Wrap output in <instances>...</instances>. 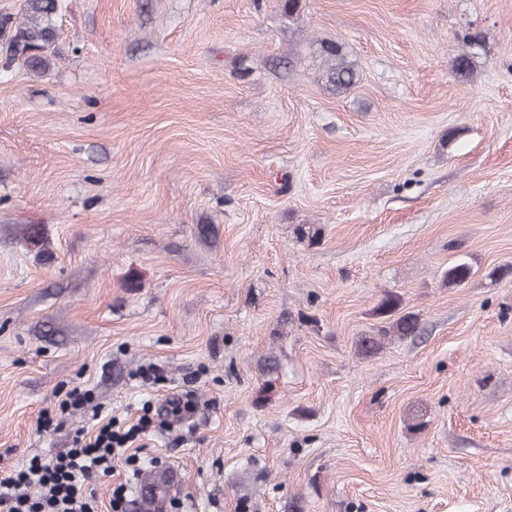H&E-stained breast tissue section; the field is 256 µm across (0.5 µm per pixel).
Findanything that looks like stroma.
<instances>
[{
    "instance_id": "stroma-1",
    "label": "stroma",
    "mask_w": 512,
    "mask_h": 512,
    "mask_svg": "<svg viewBox=\"0 0 512 512\" xmlns=\"http://www.w3.org/2000/svg\"><path fill=\"white\" fill-rule=\"evenodd\" d=\"M285 2L61 0L40 71L0 37V473L92 426L36 428L73 386L190 391L139 471L179 512H512V0ZM388 293L423 332L360 355ZM327 57L330 59L326 67V77L336 90L346 92L357 80V74L336 43H329L325 47Z\"/></svg>"
}]
</instances>
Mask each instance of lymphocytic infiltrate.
Wrapping results in <instances>:
<instances>
[{
  "instance_id": "obj_1",
  "label": "lymphocytic infiltrate",
  "mask_w": 512,
  "mask_h": 512,
  "mask_svg": "<svg viewBox=\"0 0 512 512\" xmlns=\"http://www.w3.org/2000/svg\"><path fill=\"white\" fill-rule=\"evenodd\" d=\"M160 427L146 414L124 429L97 420L77 431L67 451L33 457L19 470L0 474V512H99L89 486L119 461L138 470L147 437Z\"/></svg>"
}]
</instances>
